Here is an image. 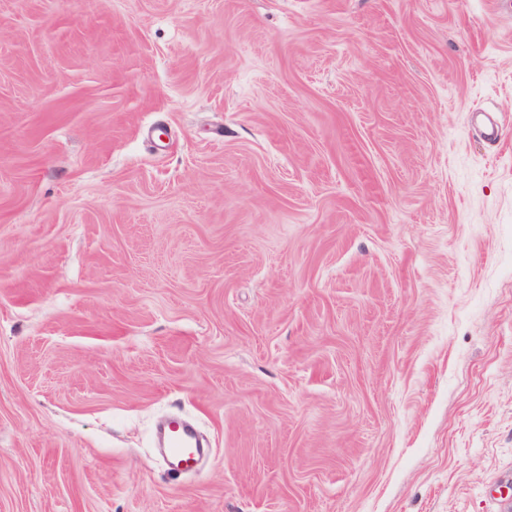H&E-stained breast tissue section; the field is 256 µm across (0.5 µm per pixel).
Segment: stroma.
I'll use <instances>...</instances> for the list:
<instances>
[{"instance_id": "stroma-1", "label": "stroma", "mask_w": 512, "mask_h": 512, "mask_svg": "<svg viewBox=\"0 0 512 512\" xmlns=\"http://www.w3.org/2000/svg\"><path fill=\"white\" fill-rule=\"evenodd\" d=\"M0 512H512V8L0 0ZM159 448L174 474L197 468L203 453L195 427L188 421L174 416L166 420L159 431Z\"/></svg>"}]
</instances>
